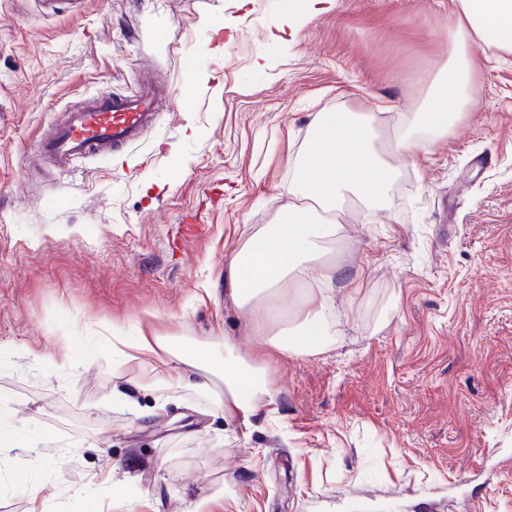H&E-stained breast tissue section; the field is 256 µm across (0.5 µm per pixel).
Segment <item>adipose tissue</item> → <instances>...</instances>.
I'll list each match as a JSON object with an SVG mask.
<instances>
[{"label": "adipose tissue", "instance_id": "ef3b65f1", "mask_svg": "<svg viewBox=\"0 0 512 512\" xmlns=\"http://www.w3.org/2000/svg\"><path fill=\"white\" fill-rule=\"evenodd\" d=\"M444 38L448 59L429 80L425 103L415 112L396 113L387 133H380L371 112H318L311 120V149L295 169L289 200L271 223L262 225L224 258V296L246 317L261 346L252 358L235 356L225 343L223 360L210 349L194 345L172 353L168 339L138 327L135 335L112 336V359L125 368L152 358L169 390H211L224 382L220 407L226 426L248 423L260 415L273 418L276 394L265 368V353L312 355L329 337L343 333L333 316L334 271L323 267L317 287L303 281L309 262L317 260L326 240L336 234V217L345 205L357 203L379 210L398 174L397 158L417 156L428 143V130L447 133L461 112L475 102L473 40L512 52V0H459ZM290 295L293 330L280 329L278 299Z\"/></svg>", "mask_w": 512, "mask_h": 512}]
</instances>
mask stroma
I'll use <instances>...</instances> for the list:
<instances>
[{
    "mask_svg": "<svg viewBox=\"0 0 512 512\" xmlns=\"http://www.w3.org/2000/svg\"><path fill=\"white\" fill-rule=\"evenodd\" d=\"M56 2L0 0V512H512V55L473 42L476 109L399 161L382 209L347 207L326 244L344 336L273 356L279 424L228 432L222 380L116 377L102 331L149 315L253 355L225 255L287 199L314 113L421 106L457 0H333L282 40L293 0ZM147 71L165 95L136 145L37 153Z\"/></svg>",
    "mask_w": 512,
    "mask_h": 512,
    "instance_id": "1",
    "label": "stroma"
}]
</instances>
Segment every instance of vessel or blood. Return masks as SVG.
Masks as SVG:
<instances>
[{
    "instance_id": "vessel-or-blood-1",
    "label": "vessel or blood",
    "mask_w": 512,
    "mask_h": 512,
    "mask_svg": "<svg viewBox=\"0 0 512 512\" xmlns=\"http://www.w3.org/2000/svg\"><path fill=\"white\" fill-rule=\"evenodd\" d=\"M159 91L143 79L127 94L100 93L70 112L39 143L42 155L61 168L82 157H101L136 144L157 118Z\"/></svg>"
}]
</instances>
